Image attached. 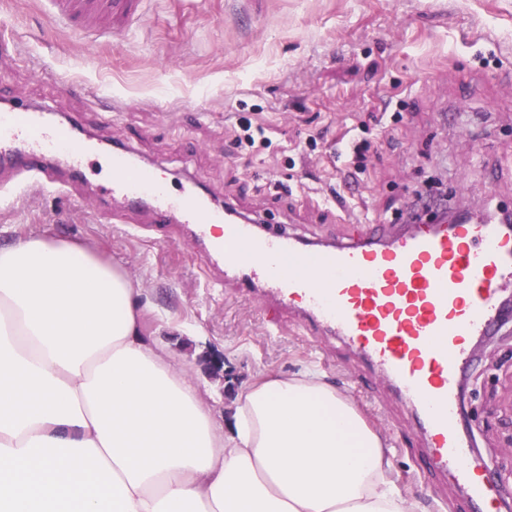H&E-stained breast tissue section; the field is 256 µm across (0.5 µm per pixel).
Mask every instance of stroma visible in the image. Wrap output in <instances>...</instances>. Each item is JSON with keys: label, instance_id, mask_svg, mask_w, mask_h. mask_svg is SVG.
<instances>
[{"label": "stroma", "instance_id": "1", "mask_svg": "<svg viewBox=\"0 0 512 512\" xmlns=\"http://www.w3.org/2000/svg\"><path fill=\"white\" fill-rule=\"evenodd\" d=\"M114 97L127 111L108 113ZM46 107L93 143L124 141L171 189L194 180L217 202L309 241L355 224L401 225L416 195L512 209V0H151L130 35L88 41L56 28L43 0H0V101ZM265 143L238 150L239 118ZM363 145L355 178L351 146ZM37 190L0 202V244L30 233L100 249L144 288L146 336L206 386L216 411L263 375L314 370L380 431L390 479L424 512H470L464 492L426 464L410 410L363 358L294 315L271 323L221 283L189 233L144 231L95 193ZM224 359L229 380L209 369ZM466 377L482 412L469 437L496 479L512 481V322L475 353Z\"/></svg>", "mask_w": 512, "mask_h": 512}]
</instances>
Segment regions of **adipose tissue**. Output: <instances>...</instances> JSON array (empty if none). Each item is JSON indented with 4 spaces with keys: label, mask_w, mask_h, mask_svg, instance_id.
<instances>
[{
    "label": "adipose tissue",
    "mask_w": 512,
    "mask_h": 512,
    "mask_svg": "<svg viewBox=\"0 0 512 512\" xmlns=\"http://www.w3.org/2000/svg\"><path fill=\"white\" fill-rule=\"evenodd\" d=\"M142 294L90 247L0 246V512H415L319 375L257 378L225 424Z\"/></svg>",
    "instance_id": "ef3b65f1"
}]
</instances>
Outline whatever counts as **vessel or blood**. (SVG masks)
Returning a JSON list of instances; mask_svg holds the SVG:
<instances>
[{
	"label": "vessel or blood",
	"instance_id": "1",
	"mask_svg": "<svg viewBox=\"0 0 512 512\" xmlns=\"http://www.w3.org/2000/svg\"><path fill=\"white\" fill-rule=\"evenodd\" d=\"M147 2L48 0L55 26L79 25L102 40L127 32ZM76 130L45 108L1 109L0 185L77 191L95 148ZM131 156L124 145L110 150V196L147 206L153 223L189 229L243 295L355 348L414 410L430 468L453 475L473 512H503L512 485L494 479L461 434L458 386L473 363L472 339L492 333L501 292L512 288V213L411 223L391 237L360 224L352 243L316 245L284 228L259 231L233 203L211 207L194 184L171 193ZM212 224L223 225V239Z\"/></svg>",
	"mask_w": 512,
	"mask_h": 512
}]
</instances>
